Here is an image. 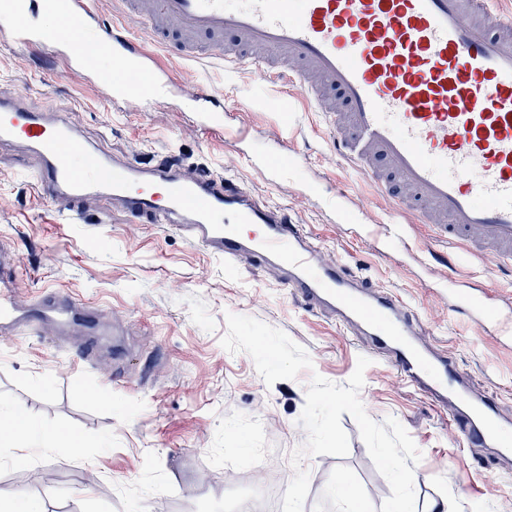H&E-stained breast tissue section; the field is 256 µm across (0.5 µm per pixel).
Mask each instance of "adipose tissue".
<instances>
[{
	"label": "adipose tissue",
	"mask_w": 512,
	"mask_h": 512,
	"mask_svg": "<svg viewBox=\"0 0 512 512\" xmlns=\"http://www.w3.org/2000/svg\"><path fill=\"white\" fill-rule=\"evenodd\" d=\"M58 446L68 448L77 455L81 452L82 443L76 436L43 428L26 413L0 403V447L19 449L21 455L26 457Z\"/></svg>",
	"instance_id": "adipose-tissue-1"
}]
</instances>
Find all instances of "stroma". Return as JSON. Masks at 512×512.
<instances>
[{"label": "stroma", "mask_w": 512, "mask_h": 512, "mask_svg": "<svg viewBox=\"0 0 512 512\" xmlns=\"http://www.w3.org/2000/svg\"><path fill=\"white\" fill-rule=\"evenodd\" d=\"M45 52L0 38V96L26 94L34 107L61 112L85 138L110 154L157 164L172 158L226 173L266 201L287 207L314 234L326 257L388 290L413 311L425 341L454 357L474 387L512 412V347L482 337L449 309L435 287L442 267L392 246L377 249L368 224L394 221V203L332 148L321 113L292 97V123L279 125L283 84L258 79L250 67L169 58L203 86L222 91L231 126L247 125L239 141L203 136L184 103L161 97L109 102L90 86L45 62ZM261 154L287 155L291 165L271 178L253 165ZM0 243L11 248L18 297L63 289L89 305L102 353L86 361L84 331L63 332L46 321L38 332L0 340V401L34 421L76 435L83 453L47 450L18 460L0 447V489L43 501L46 512H230V497L256 468H281L291 481L292 453L306 430L298 419L312 375L346 385L368 345L326 314L310 309L268 267L222 260L189 244L164 224L106 207L80 220L41 198L31 168L0 148ZM457 284L512 299V269L461 263ZM256 318L302 346L312 370L266 385L252 358L220 344L226 316ZM360 398L376 422L396 418L422 453L415 466L417 508L444 495L458 512H512V471L493 456L460 447L446 411L436 409L394 369L372 358ZM346 456H305L314 477L304 512H337L322 480L349 476L374 507L390 496L356 421L342 414Z\"/></svg>", "instance_id": "stroma-1"}]
</instances>
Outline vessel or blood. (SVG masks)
<instances>
[{"label":"vessel or blood","mask_w":512,"mask_h":512,"mask_svg":"<svg viewBox=\"0 0 512 512\" xmlns=\"http://www.w3.org/2000/svg\"><path fill=\"white\" fill-rule=\"evenodd\" d=\"M142 39L105 24L93 0H0V37L47 47L63 74L82 72L113 99L178 96L199 131L223 136L220 95L162 68L156 48L179 56L247 63L263 81L298 85L324 116L334 149L396 202L402 222L371 224L374 243L419 252L406 224L490 263L512 262V12L499 0H120ZM56 5L45 27L41 11ZM235 36L237 48L225 45ZM111 57L113 70L102 69ZM0 143L34 163L39 194L70 215L104 201L165 224L229 265L256 261L310 308L368 336L397 376L436 408L469 451L512 457V418L475 394L452 358L415 335L398 298L328 263L287 211L224 176L173 162L144 166L88 144L63 113L22 96L0 98ZM17 274L0 248V336L87 314L65 292L16 301ZM454 311L512 346V306L491 291L455 294Z\"/></svg>","instance_id":"b4317fda"}]
</instances>
